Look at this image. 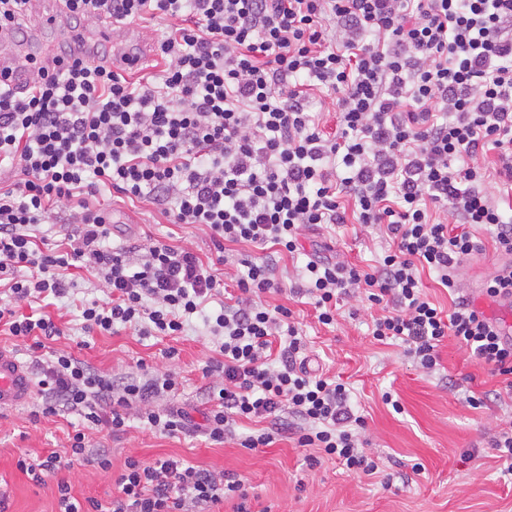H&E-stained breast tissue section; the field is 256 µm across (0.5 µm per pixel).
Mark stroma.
I'll return each mask as SVG.
<instances>
[{
	"instance_id": "stroma-1",
	"label": "stroma",
	"mask_w": 512,
	"mask_h": 512,
	"mask_svg": "<svg viewBox=\"0 0 512 512\" xmlns=\"http://www.w3.org/2000/svg\"><path fill=\"white\" fill-rule=\"evenodd\" d=\"M70 24L45 30L32 26L27 37L12 41L18 64L45 50L59 51L70 42ZM114 221V244L128 246L157 240L210 256L209 229L202 224H172L142 203L120 194L99 199ZM483 252L468 258L458 271L462 291L476 307L492 312V300L481 293L483 281L503 258L494 249L488 231L478 233ZM304 241H317L324 254L361 266L373 263L381 251L380 239L357 224L337 226L335 233L318 227L303 231ZM305 258H284L283 291L266 294L270 305L290 307L303 330L310 369H323L340 378L351 392V406L366 421L365 455L378 470L353 475L337 460L310 464L309 449L294 440L277 438L270 447L252 451L237 441H211L193 430L165 437L132 423L126 432L88 430L89 443L109 449L112 467L102 471L92 460L75 462L60 477L35 484L20 471V456L42 458L68 446V432L78 415L35 417V403L0 411V492L6 512H59L57 480L65 478L77 498H105L127 458L145 462L170 457L215 472L237 474L248 490L250 512H512V482L504 480V460L496 457L488 440L500 425L512 419V391L490 367L469 357L454 338L439 347L440 364L430 374L418 370L401 346L377 342L371 335V316L365 303L344 305L335 325L318 323L312 305L290 297L287 288L300 282ZM48 313L64 334L50 342L53 351L71 353L101 372L139 374L141 369L179 372L175 392L155 399L159 410L179 409L201 422L212 406L210 385L220 376L203 377L202 369L219 360L212 337L190 324L183 335L143 338L127 330L117 335H86L73 302L48 306ZM394 402L386 404L383 393ZM482 401L472 407L471 398ZM472 459H464L468 449Z\"/></svg>"
}]
</instances>
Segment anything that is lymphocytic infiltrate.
<instances>
[{
  "mask_svg": "<svg viewBox=\"0 0 512 512\" xmlns=\"http://www.w3.org/2000/svg\"><path fill=\"white\" fill-rule=\"evenodd\" d=\"M66 20L131 24L167 20L161 67L130 79L106 55L64 50L32 64L25 92L0 82V329L38 353L62 336L50 316L17 303L71 297L67 270L95 271L106 299L79 305L85 333L170 337L201 317L218 336L219 373L204 429L214 442L237 436L265 448L275 437L320 450L353 473H375L360 446L366 427L336 379L311 373L306 345L280 291L285 255L303 251L304 228L355 220L379 230L374 265L309 259L294 293L334 324L340 299L361 294L380 310L379 341H398L424 373L455 337L512 389V343L461 295L456 272L482 251L476 226L494 229L508 256L486 281L494 298L512 292V0H63ZM332 100L334 125L311 111L314 93ZM495 152L494 166L480 157ZM115 191L173 224H203L216 252L225 243L260 249L236 296L195 252L161 242L137 257L108 246L109 218L94 197ZM71 227L64 244L40 227L58 210ZM457 294L452 312L431 302L422 272ZM42 416L78 414L84 423L65 453L22 457L35 483L89 456L86 428L124 432L130 418L149 431H188L180 410L151 402L175 390L174 371L114 380L68 352L41 363ZM265 430L236 434L238 421ZM59 512H212L248 491L231 473L172 458H127L107 500L77 499L57 483Z\"/></svg>",
  "mask_w": 512,
  "mask_h": 512,
  "instance_id": "1",
  "label": "lymphocytic infiltrate"
}]
</instances>
